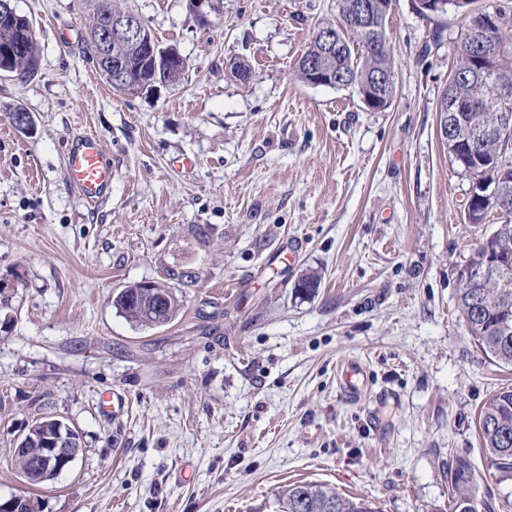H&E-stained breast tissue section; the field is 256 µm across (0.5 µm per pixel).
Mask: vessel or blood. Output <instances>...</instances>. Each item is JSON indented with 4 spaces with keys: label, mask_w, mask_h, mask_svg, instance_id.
<instances>
[{
    "label": "vessel or blood",
    "mask_w": 512,
    "mask_h": 512,
    "mask_svg": "<svg viewBox=\"0 0 512 512\" xmlns=\"http://www.w3.org/2000/svg\"><path fill=\"white\" fill-rule=\"evenodd\" d=\"M67 175L88 202L105 197L112 183V168L96 138L83 135L74 140L67 153Z\"/></svg>",
    "instance_id": "obj_1"
}]
</instances>
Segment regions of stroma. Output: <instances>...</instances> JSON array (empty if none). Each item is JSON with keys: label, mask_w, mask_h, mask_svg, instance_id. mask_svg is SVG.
I'll return each mask as SVG.
<instances>
[{"label": "stroma", "mask_w": 512, "mask_h": 512, "mask_svg": "<svg viewBox=\"0 0 512 512\" xmlns=\"http://www.w3.org/2000/svg\"><path fill=\"white\" fill-rule=\"evenodd\" d=\"M40 53L0 76V498L43 512H278L317 482L378 512H451L448 467L468 460L478 512H512L476 426L512 369L471 340L458 270L500 222L464 217L471 180L441 142L455 11L394 0L389 108L311 86L296 64L337 0H114L186 60L179 84L115 95L84 54L91 0H11ZM442 42L428 57L433 32ZM249 68L246 80L232 74ZM32 116L30 131L8 118ZM95 135L112 190L68 179L72 139ZM317 272L315 293L296 284ZM160 281L183 307L133 326L112 305ZM358 364L359 400L338 385ZM77 430L72 468L23 482L14 450L45 417ZM40 500L30 496L14 495L6 500L0 499L1 512H42Z\"/></svg>", "instance_id": "stroma-1"}]
</instances>
